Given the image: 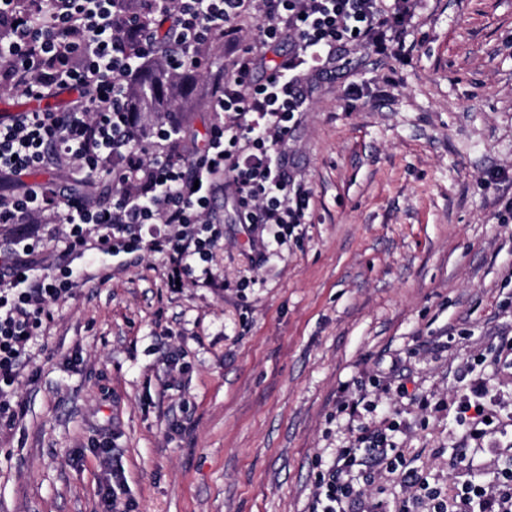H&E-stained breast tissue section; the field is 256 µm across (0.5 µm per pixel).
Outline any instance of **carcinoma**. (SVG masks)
<instances>
[{
	"mask_svg": "<svg viewBox=\"0 0 512 512\" xmlns=\"http://www.w3.org/2000/svg\"><path fill=\"white\" fill-rule=\"evenodd\" d=\"M196 81V75H191L190 83L177 84L165 69L145 64L131 78L130 97L133 104L132 112H163L171 120L182 111L180 100L191 90V83Z\"/></svg>",
	"mask_w": 512,
	"mask_h": 512,
	"instance_id": "obj_1",
	"label": "carcinoma"
}]
</instances>
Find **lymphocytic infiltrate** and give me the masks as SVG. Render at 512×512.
<instances>
[{
	"instance_id": "obj_1",
	"label": "lymphocytic infiltrate",
	"mask_w": 512,
	"mask_h": 512,
	"mask_svg": "<svg viewBox=\"0 0 512 512\" xmlns=\"http://www.w3.org/2000/svg\"><path fill=\"white\" fill-rule=\"evenodd\" d=\"M260 16L255 36L242 41L245 19ZM411 18L409 0H0V88L31 99L61 89L78 96L66 112H23L0 122V175L13 177L56 166L76 185L62 193L34 184L0 195V224H43L40 239L21 237L0 255V428L23 415L8 395L32 340L51 318L52 305L77 286L71 264L90 254L121 259L160 255L168 288L194 282L219 288L214 251L224 237L210 204L229 191L244 223L255 225L253 247L287 245L307 221L311 193L289 168L292 124L324 77L336 70L340 44L359 42L388 55ZM235 47L224 86L211 111L205 147L185 162L179 138L166 126L136 131L125 104L127 77L145 60L180 75L202 66L215 39ZM293 51L264 82L253 72L283 40ZM114 174L118 186L105 207L92 203V177ZM493 399L473 379L456 417L484 440L481 425ZM357 446L343 448L317 485L310 512H344L356 489L348 475L364 461L383 464L387 437L363 428ZM434 512H512V467L497 486L465 484L447 501L433 494Z\"/></svg>"
}]
</instances>
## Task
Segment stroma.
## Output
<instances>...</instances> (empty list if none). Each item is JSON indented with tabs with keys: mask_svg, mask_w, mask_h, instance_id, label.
I'll return each instance as SVG.
<instances>
[{
	"mask_svg": "<svg viewBox=\"0 0 512 512\" xmlns=\"http://www.w3.org/2000/svg\"><path fill=\"white\" fill-rule=\"evenodd\" d=\"M229 52L214 42L179 114L186 159L220 121ZM341 54L292 131L312 199L287 249L254 265L219 192L225 289L170 291L156 254L74 261L89 279L53 306L0 432V512H105L116 467L136 512H308L337 450L383 418L403 465L354 468L346 512H429L405 470L451 497L512 461V368L494 361L512 336V220L495 217L512 197V0H419L402 56ZM469 366L500 401L493 457L462 445ZM362 393L376 409L350 418Z\"/></svg>",
	"mask_w": 512,
	"mask_h": 512,
	"instance_id": "stroma-1",
	"label": "stroma"
}]
</instances>
